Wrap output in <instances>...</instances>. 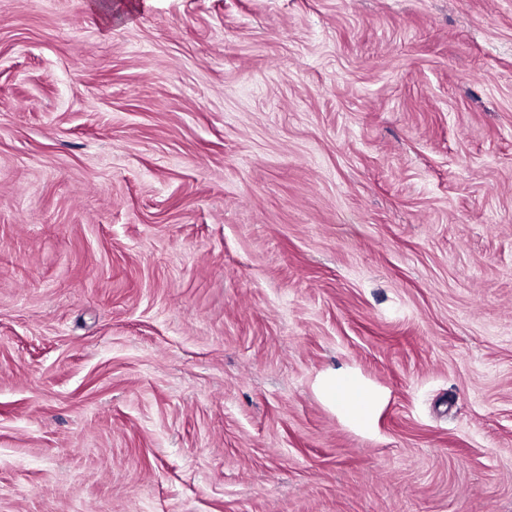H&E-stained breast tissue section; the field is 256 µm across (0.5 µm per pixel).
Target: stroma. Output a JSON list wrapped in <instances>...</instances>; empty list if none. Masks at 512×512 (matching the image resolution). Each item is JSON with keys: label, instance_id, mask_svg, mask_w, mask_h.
Listing matches in <instances>:
<instances>
[{"label": "stroma", "instance_id": "35a3bbf8", "mask_svg": "<svg viewBox=\"0 0 512 512\" xmlns=\"http://www.w3.org/2000/svg\"><path fill=\"white\" fill-rule=\"evenodd\" d=\"M0 512H512V0H0ZM317 389L328 405L360 426L369 423L378 401L375 393L350 373L328 376L318 382Z\"/></svg>", "mask_w": 512, "mask_h": 512}]
</instances>
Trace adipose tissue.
Masks as SVG:
<instances>
[{
	"instance_id": "adipose-tissue-1",
	"label": "adipose tissue",
	"mask_w": 512,
	"mask_h": 512,
	"mask_svg": "<svg viewBox=\"0 0 512 512\" xmlns=\"http://www.w3.org/2000/svg\"><path fill=\"white\" fill-rule=\"evenodd\" d=\"M321 398L357 425L364 426L377 405L375 393L349 373L334 374L317 384Z\"/></svg>"
}]
</instances>
